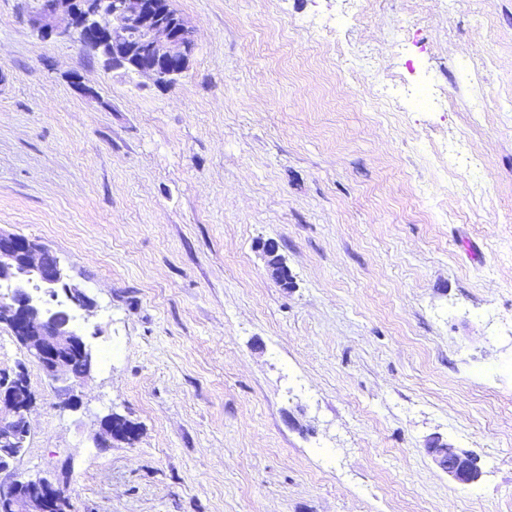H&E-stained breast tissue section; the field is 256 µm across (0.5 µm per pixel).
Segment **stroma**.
I'll return each mask as SVG.
<instances>
[{
	"label": "stroma",
	"instance_id": "35a3bbf8",
	"mask_svg": "<svg viewBox=\"0 0 512 512\" xmlns=\"http://www.w3.org/2000/svg\"><path fill=\"white\" fill-rule=\"evenodd\" d=\"M32 5L0 0V229L95 300L94 366L71 408L25 361L0 483L63 477L75 512H512V112L471 119L512 101V0H173L196 48L162 86ZM461 140L480 188L438 157ZM435 447H437L436 444L431 443L425 448V451L441 470L446 472L457 483L470 484L473 481L469 460L466 455L448 450L446 446L445 451L448 452V458H443L438 451L439 448Z\"/></svg>",
	"mask_w": 512,
	"mask_h": 512
}]
</instances>
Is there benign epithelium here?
<instances>
[{
    "instance_id": "7a95c632",
    "label": "benign epithelium",
    "mask_w": 512,
    "mask_h": 512,
    "mask_svg": "<svg viewBox=\"0 0 512 512\" xmlns=\"http://www.w3.org/2000/svg\"><path fill=\"white\" fill-rule=\"evenodd\" d=\"M29 22L43 38H79L112 67L156 85L182 75L195 49L193 26L174 10L170 0H38ZM263 250L271 275L278 281L288 275L277 255V244L269 241ZM1 286L9 294L0 299V324L11 329L24 356L36 361L54 381L74 384L84 379L71 369L74 356L92 361L83 337L71 326L70 318L31 294L33 289L53 294L59 287L74 306L93 308V299L83 289L67 283L65 267L56 253L22 235L0 231ZM33 404L23 365L0 372V471L9 469L16 448L30 433L28 413ZM425 451L454 481L472 482L467 456L450 450L444 458L434 443ZM60 495L61 489L44 478L0 484L4 512H51Z\"/></svg>"
}]
</instances>
